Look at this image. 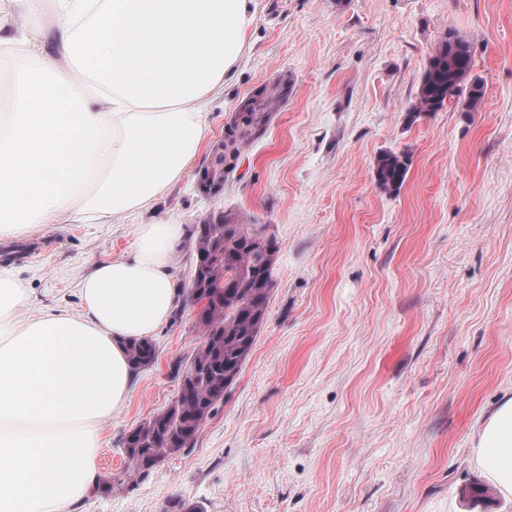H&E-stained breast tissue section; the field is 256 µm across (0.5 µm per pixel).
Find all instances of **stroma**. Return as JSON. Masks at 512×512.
Listing matches in <instances>:
<instances>
[{"instance_id":"35a3bbf8","label":"stroma","mask_w":512,"mask_h":512,"mask_svg":"<svg viewBox=\"0 0 512 512\" xmlns=\"http://www.w3.org/2000/svg\"><path fill=\"white\" fill-rule=\"evenodd\" d=\"M246 48L208 107L195 163L151 208L109 224H51L0 239V269L28 289L26 315L81 311L80 283L129 255L140 224L185 229L172 272L194 270V227L233 210L278 254L264 322L194 447L148 475L126 471L128 431L178 394L200 342L185 302L152 341L127 404L101 426L110 492L83 512H512L474 432L512 397V0H254ZM472 47L480 111L409 114L435 45ZM287 101L243 151L222 195L197 173L241 100L281 77ZM408 156L399 193L372 177Z\"/></svg>"}]
</instances>
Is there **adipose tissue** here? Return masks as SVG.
<instances>
[{
    "label": "adipose tissue",
    "mask_w": 512,
    "mask_h": 512,
    "mask_svg": "<svg viewBox=\"0 0 512 512\" xmlns=\"http://www.w3.org/2000/svg\"><path fill=\"white\" fill-rule=\"evenodd\" d=\"M55 50L31 51L0 15L15 88L0 98V238L37 224H106L150 208L198 157L207 105L246 47L251 0H55ZM54 98L33 112L32 79ZM179 224L139 225L131 254L81 283L82 310L24 319L0 272V512H80L102 482L101 424L135 388L132 343L180 307ZM475 456L512 494V397L476 431Z\"/></svg>",
    "instance_id": "adipose-tissue-1"
}]
</instances>
